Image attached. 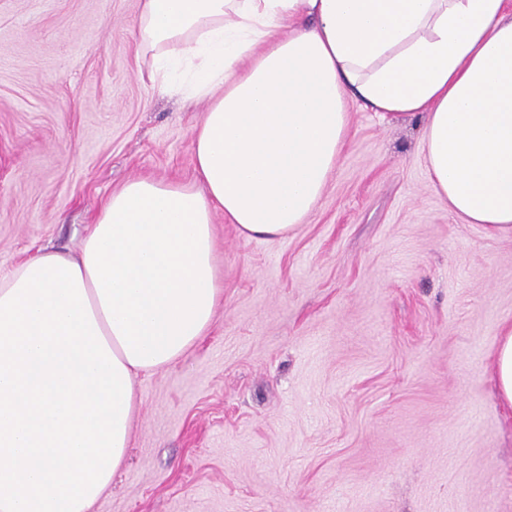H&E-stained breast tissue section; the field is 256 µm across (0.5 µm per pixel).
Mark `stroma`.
<instances>
[{
  "label": "stroma",
  "instance_id": "obj_1",
  "mask_svg": "<svg viewBox=\"0 0 512 512\" xmlns=\"http://www.w3.org/2000/svg\"><path fill=\"white\" fill-rule=\"evenodd\" d=\"M139 0H0V275L76 254L127 181L189 183L207 104L138 78ZM423 117L360 109L287 235L214 217L206 334L139 375L129 448L91 512H512V237L432 188ZM491 380L499 399L512 407V328L498 336Z\"/></svg>",
  "mask_w": 512,
  "mask_h": 512
}]
</instances>
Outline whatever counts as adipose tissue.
Returning a JSON list of instances; mask_svg holds the SVG:
<instances>
[{"label":"adipose tissue","mask_w":512,"mask_h":512,"mask_svg":"<svg viewBox=\"0 0 512 512\" xmlns=\"http://www.w3.org/2000/svg\"><path fill=\"white\" fill-rule=\"evenodd\" d=\"M141 79L208 103L192 182L132 180L77 255L0 275V512H90L129 445L135 383L210 330L213 215L287 234L359 107L423 117L450 210L512 236V0H140Z\"/></svg>","instance_id":"ef3b65f1"}]
</instances>
